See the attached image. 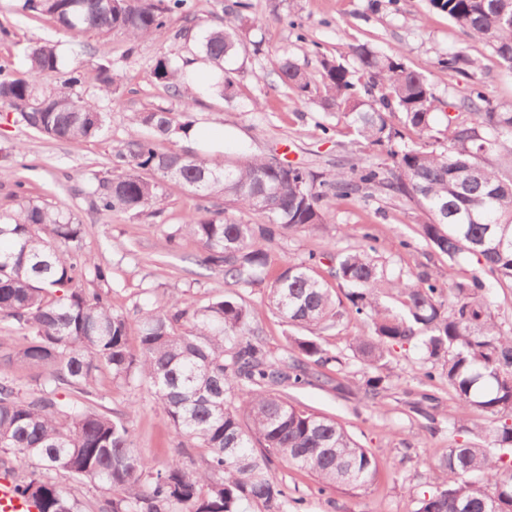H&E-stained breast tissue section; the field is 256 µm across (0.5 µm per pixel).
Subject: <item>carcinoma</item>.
Masks as SVG:
<instances>
[{
	"label": "carcinoma",
	"instance_id": "carcinoma-1",
	"mask_svg": "<svg viewBox=\"0 0 512 512\" xmlns=\"http://www.w3.org/2000/svg\"><path fill=\"white\" fill-rule=\"evenodd\" d=\"M448 20L482 43L512 70V0H432ZM245 0H234L224 26L204 36L200 51L217 70L221 95L233 88L224 61L246 51L239 36ZM23 9L52 16L65 32H121L138 39L163 38L168 18L194 20L193 0H24ZM350 52V69L323 55L311 74L284 55L281 84L314 96L321 109L342 120L348 133L384 155L361 169L340 167L330 179L276 161L272 155L226 161L159 151L156 139L188 134L196 102L186 66L168 58L154 66L156 79L181 98L184 121L157 109L137 113L154 137H136L113 150L110 176L94 175L84 194L95 212L139 217L178 188L199 200L179 234L200 247L198 263L224 269L235 286L261 281L266 246L284 231L321 229L336 202L368 190H387L427 214L421 236L448 261V270L415 278L388 276L375 248L331 256V276L345 289L336 300L314 259L290 262L270 286L268 304L289 324L309 331L331 328L344 315L364 316L370 332L356 336L353 357L369 368L396 345L422 341L431 383L440 377L456 397L454 419L466 428L473 411L493 421L475 426L483 443L451 447L441 458V485L419 499L416 512H512V329L505 331L487 295L512 288V109L502 110L484 87L474 85L448 117L443 137L434 130L439 97L433 84L400 54H379L365 44ZM28 75L15 77L0 64V106L34 132L59 141L98 138L107 112L88 95L80 66L61 70L58 45L38 42L27 51ZM449 71L472 76L476 59L450 51L440 60ZM48 73L57 87H39ZM96 86L116 93L121 75L97 66ZM263 218L243 223L226 216L214 200ZM84 225L62 207L30 200L0 212V319L17 332L0 341V366L41 368L46 384L25 392L0 377V467L34 459L116 493L103 512H240L243 501L264 512H288V491L270 477L285 462L312 474L322 487L360 489L376 474L373 455L335 420L300 410L277 388L325 384L323 368L340 358L314 337L293 340L288 356L275 355L260 337L250 310L232 295L194 306L174 297L167 310L145 309L137 323L139 348L131 350V323L112 307L111 269L83 251ZM480 270L457 282L443 299L439 283L466 256ZM396 297L401 312L378 305L379 294ZM134 373L152 388L153 404L181 435L205 449V468L178 460L153 472L134 447L132 411L116 413L98 402L97 375ZM361 388L383 407L389 377L364 373ZM438 397L423 390L415 414L435 421ZM259 447V453L253 448ZM40 512H82L70 490L32 471L17 480Z\"/></svg>",
	"mask_w": 512,
	"mask_h": 512
}]
</instances>
